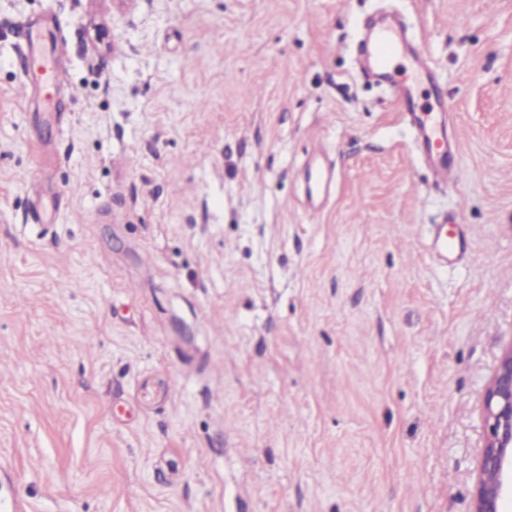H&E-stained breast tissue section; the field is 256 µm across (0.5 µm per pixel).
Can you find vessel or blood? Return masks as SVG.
<instances>
[{
	"label": "vessel or blood",
	"instance_id": "vessel-or-blood-1",
	"mask_svg": "<svg viewBox=\"0 0 512 512\" xmlns=\"http://www.w3.org/2000/svg\"><path fill=\"white\" fill-rule=\"evenodd\" d=\"M366 51L372 78L404 104L403 117L417 133L418 155L427 161L435 184L448 185L457 176L454 156L458 143L450 137L444 117L435 115L433 108L415 103L417 87L432 76L426 65L427 51L408 41L399 21L389 16L382 17L370 30ZM63 53L62 42L43 27L26 26L22 45L26 89L39 92L61 84L63 76L56 62ZM400 56L411 58L413 68H397L395 60ZM458 226L456 218L446 217L433 227L428 250L441 263L457 260L467 250V238Z\"/></svg>",
	"mask_w": 512,
	"mask_h": 512
}]
</instances>
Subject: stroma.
Returning a JSON list of instances; mask_svg holds the SVG:
<instances>
[{
  "label": "stroma",
  "mask_w": 512,
  "mask_h": 512,
  "mask_svg": "<svg viewBox=\"0 0 512 512\" xmlns=\"http://www.w3.org/2000/svg\"><path fill=\"white\" fill-rule=\"evenodd\" d=\"M383 12L429 49L448 186L363 73ZM511 344L512 0H0V512H472ZM22 45L24 84L28 91L40 93L44 88L62 83L56 61L64 53L63 43L39 25H26ZM459 225L463 224L456 218H448L446 215L441 222L433 226L428 251L445 265H448V261L457 260L467 251L466 236L460 230L455 231Z\"/></svg>",
  "instance_id": "stroma-1"
}]
</instances>
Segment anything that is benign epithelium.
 <instances>
[{
    "mask_svg": "<svg viewBox=\"0 0 512 512\" xmlns=\"http://www.w3.org/2000/svg\"><path fill=\"white\" fill-rule=\"evenodd\" d=\"M484 445L472 512H505L512 490V347L482 394Z\"/></svg>",
    "mask_w": 512,
    "mask_h": 512,
    "instance_id": "obj_1",
    "label": "benign epithelium"
}]
</instances>
